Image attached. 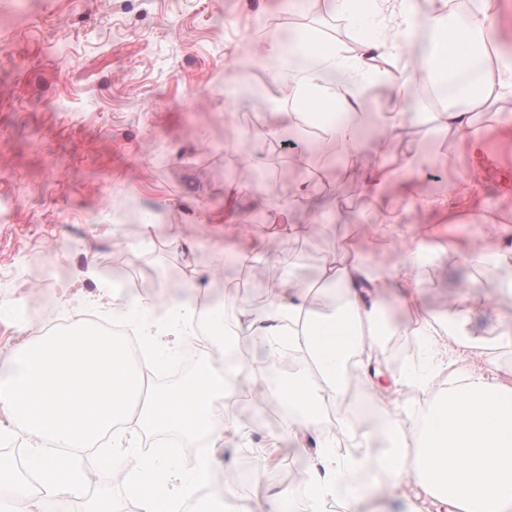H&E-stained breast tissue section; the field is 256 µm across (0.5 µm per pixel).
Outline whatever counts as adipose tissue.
I'll list each match as a JSON object with an SVG mask.
<instances>
[{"label":"adipose tissue","instance_id":"1","mask_svg":"<svg viewBox=\"0 0 512 512\" xmlns=\"http://www.w3.org/2000/svg\"><path fill=\"white\" fill-rule=\"evenodd\" d=\"M446 0H329L337 14L352 19L379 17L378 37L352 54L305 35L292 51L313 59L300 79L289 82L296 109L257 115L251 135L262 138L280 123L299 126L306 117L321 119L325 141L347 159L361 151L360 135L375 116L367 108L374 83L395 91L404 108L405 91L432 84L461 111L431 113L440 126L457 132L471 156L483 148L478 112L488 102L512 100V59L488 57L503 27L500 0H478L466 23H449ZM433 35L424 65L394 64L396 50L414 54V36ZM383 232L402 256L386 266L376 246L345 243L342 255L322 268L320 280L332 285L331 298L316 304L313 289L276 273L270 303L261 312L237 305L233 342L243 357L233 368L212 356L170 387L147 389L146 380L206 324L212 344H224V311L187 282L188 295L155 299L131 295L107 284L113 319L129 336L141 339L150 354L132 361L122 341L86 321L66 328H40L0 351V433L21 430L29 437L22 463L0 457V506L27 502L29 512H66L91 478L79 452L99 448L126 488L124 512H210L203 493L224 468V438L248 437L252 425L224 418L226 371L254 396L287 410L282 436L292 452L315 449L300 485L308 512H365L368 491L359 480L371 466L384 473L389 489L414 484L413 512H512V369L488 375L477 361L487 350L512 351V324L484 339L472 330L473 310L466 296L436 317L417 288L421 269L441 253L454 251L468 266L492 265L504 281L474 290L512 292V229L499 228L492 242H429L397 224ZM389 297L402 311L399 323L380 314ZM405 337L415 350L397 370L385 368L390 337ZM305 363L277 389L266 375L282 352ZM378 398L382 415L376 430L362 434L356 448L340 451L334 431L319 418L343 403L352 380ZM173 432L183 440L206 441V452L185 458L160 442L149 454L139 451L144 433Z\"/></svg>","mask_w":512,"mask_h":512}]
</instances>
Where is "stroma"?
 <instances>
[{
	"label": "stroma",
	"instance_id": "obj_1",
	"mask_svg": "<svg viewBox=\"0 0 512 512\" xmlns=\"http://www.w3.org/2000/svg\"><path fill=\"white\" fill-rule=\"evenodd\" d=\"M291 44L302 32L347 48L379 31L367 16L351 21L308 0H0V347L20 342L25 312L57 321L98 294L87 265L140 293L170 295L168 270L194 279L217 306L231 299L268 306V275L290 267L311 284L349 236L364 239L391 213L406 230L436 240L466 241L493 226H512V135L494 112L479 123L485 143L477 195L462 199L471 162L456 134L416 120L388 131L395 155L419 154L407 182L373 191L385 164L378 129L364 133L354 161L327 150L318 133L254 140L243 131L255 114L285 112L247 97L242 83L256 49L254 30ZM264 176L256 191L228 197L244 171ZM307 224L292 249L266 235L272 224ZM266 236L262 263L242 268L224 257V241L241 249ZM503 273L445 254L424 267L418 287L440 316L472 280ZM256 404L236 419L253 422L248 438L228 440L224 466L260 472V490L293 493L292 462L263 467L259 449L280 442L283 412L256 420ZM93 477L87 500L122 502L119 481L85 452Z\"/></svg>",
	"mask_w": 512,
	"mask_h": 512
}]
</instances>
